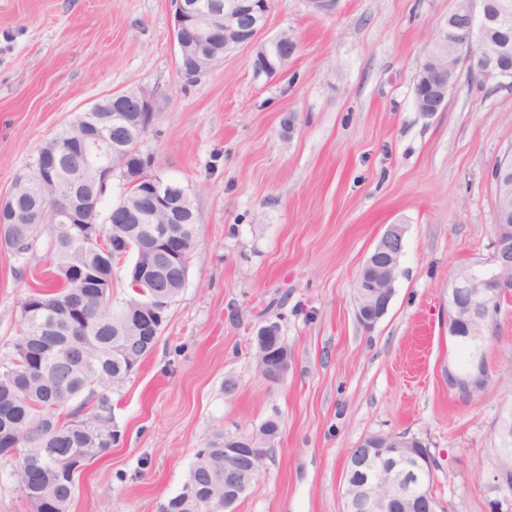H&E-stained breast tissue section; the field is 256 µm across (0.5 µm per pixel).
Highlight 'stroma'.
<instances>
[{"label": "stroma", "mask_w": 512, "mask_h": 512, "mask_svg": "<svg viewBox=\"0 0 512 512\" xmlns=\"http://www.w3.org/2000/svg\"><path fill=\"white\" fill-rule=\"evenodd\" d=\"M455 0H270L262 39L298 41L254 79L236 48L195 78L178 64L170 0H0V194L76 114L114 94L154 102L141 150L196 208L199 243L154 350L113 395L119 441L80 475L70 512H158L199 449L277 418L265 467L230 512H343L346 461L372 434H408L434 460L437 512H485L512 408V304L489 331L488 381L448 387V285L486 260L490 171L512 151V87L462 75L441 112L414 76ZM405 227L387 314L364 328L354 286L388 225ZM46 245H0V355ZM279 322L290 366L268 385L251 338ZM237 390L226 394V381Z\"/></svg>", "instance_id": "1"}]
</instances>
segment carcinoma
Segmentation results:
<instances>
[{
  "label": "carcinoma",
  "mask_w": 512,
  "mask_h": 512,
  "mask_svg": "<svg viewBox=\"0 0 512 512\" xmlns=\"http://www.w3.org/2000/svg\"><path fill=\"white\" fill-rule=\"evenodd\" d=\"M102 110L112 114V122L107 124L109 144L100 160L119 174L124 194L103 210L102 233L93 236L89 245L78 248L65 237L50 238L55 285L32 289L20 301L17 336L0 359V433L7 429L21 440L20 458L0 454V462L9 464L14 483L28 502L48 497L57 503L53 512H70L76 492V483L58 478L59 469L71 464L75 454L94 460L118 440L111 394L123 388L153 349L137 332L136 308L152 297L176 301L199 241L193 199L181 195L183 186L178 182L150 172L151 158L140 149L148 128L140 124L138 113L128 110L121 99L104 100ZM75 133L67 126L46 141L61 149L59 188L77 197L92 193L102 197L106 183L84 173L86 155L74 143ZM145 173L167 187L171 214L157 215L156 222L173 219L186 237V252L177 264L168 266L164 280L149 288L131 280L132 294L114 303V261L138 256L146 227L143 209L135 203ZM19 204L28 212V220L7 225L4 241L22 258L36 249L41 225L52 219V203L34 186ZM60 306L87 326L83 340L70 341L66 327L53 321L47 308ZM457 348L461 356L456 365L462 371L474 356L484 353L482 342L462 341ZM76 399L77 406L67 407ZM188 482L195 495L181 491L160 503L158 512H223L224 441L198 451Z\"/></svg>",
  "instance_id": "1"
}]
</instances>
